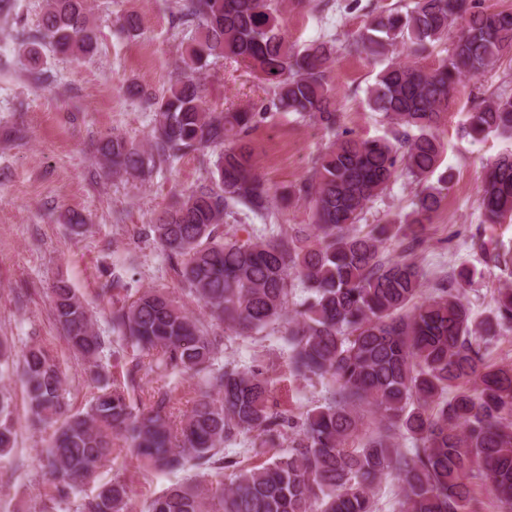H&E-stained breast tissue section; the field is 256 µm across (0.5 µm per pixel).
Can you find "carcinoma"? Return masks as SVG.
Returning a JSON list of instances; mask_svg holds the SVG:
<instances>
[{
    "mask_svg": "<svg viewBox=\"0 0 512 512\" xmlns=\"http://www.w3.org/2000/svg\"><path fill=\"white\" fill-rule=\"evenodd\" d=\"M176 4L178 22L197 32L180 55L181 74L160 97L129 87L153 112L148 147L112 132L97 153L107 172L145 180L179 155L219 150L211 177L161 211L149 235L210 318L249 337L284 328L291 371L324 383L326 396L297 416L274 409L266 373L224 359V344L206 321L158 289L112 305L115 344L59 279L51 288L54 319L93 372L97 392L71 414L56 356L35 341L18 356L29 420L57 425L41 512H135L124 481L80 494L121 454L168 472L232 470L227 486L174 484L148 512H377V487L388 478L398 482L395 512H512V364L490 361L488 351L492 340L512 333V286L496 289L477 322L461 289L442 285L425 296L420 267L383 251L399 233L410 249L426 242L450 179L436 174L444 148L435 129L464 78L512 62V10H488L480 0H406L368 15L345 49L386 60L366 102L394 128L390 139L342 127L329 81L335 47L291 42L279 22L285 0ZM89 11L88 0H45L36 34L23 38L34 81L44 79L46 46L82 57L96 51ZM458 20L446 55L420 64ZM400 45L416 60H395ZM219 59L245 63L264 96L231 112L206 107L199 75ZM283 112L333 137L311 174L282 197L307 203L310 223L290 235L240 240L224 231V218L239 205L255 215L272 207L250 133ZM466 125L474 138L512 141V93L476 92ZM400 174L418 187L409 211L395 225H361L368 204ZM478 210L483 224L512 222V150L486 164ZM128 347L152 355L168 375L197 378L198 396L179 423L172 421L173 388L153 391L142 409L134 402L139 363L119 379L100 369L102 355ZM16 434L11 399L1 389L0 459ZM240 436L255 457L279 452L240 467L224 448Z\"/></svg>",
    "mask_w": 512,
    "mask_h": 512,
    "instance_id": "obj_1",
    "label": "carcinoma"
}]
</instances>
